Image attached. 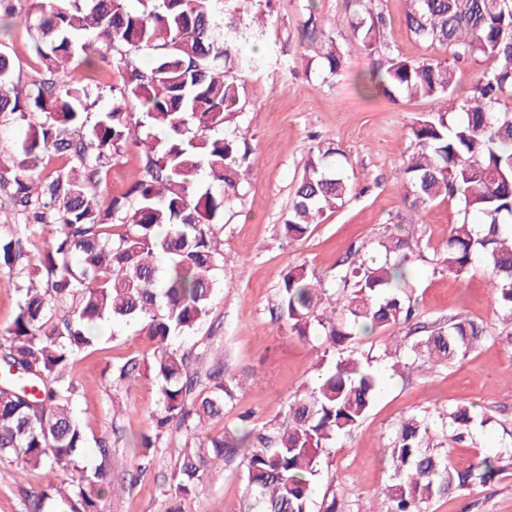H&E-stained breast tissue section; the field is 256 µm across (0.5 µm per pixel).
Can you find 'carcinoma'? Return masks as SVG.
I'll use <instances>...</instances> for the list:
<instances>
[{"label":"carcinoma","mask_w":512,"mask_h":512,"mask_svg":"<svg viewBox=\"0 0 512 512\" xmlns=\"http://www.w3.org/2000/svg\"><path fill=\"white\" fill-rule=\"evenodd\" d=\"M28 2L23 21L36 32L40 79L20 87L13 59L0 48V133L25 128L19 154L7 165L0 154V195L22 217L17 223L0 216V279L18 297L14 318L0 325V368L17 366L26 376L22 383L0 381V459L43 471L40 491H22L34 498V512L46 502L63 512H104L117 454L110 438L101 437L97 464L79 465L88 437L73 410L78 385L69 367L99 343L101 324L112 326L114 337L135 327L152 349L113 369V384L151 378L161 401L152 431L141 435L137 477L150 470L154 448L175 446L168 496L177 501L196 491L213 461L241 456L246 512H311L323 457L366 420L382 385L371 360L352 351L355 341L416 316L407 290L421 258L417 245L390 231L378 241L380 257L351 252L333 292L306 264L291 267L277 319L302 339L322 341L313 376L288 399L283 420L204 434L234 396L219 360L206 372L208 387L196 390L195 367L212 349L194 334L219 288L225 215L253 168L235 127L246 105L235 71L259 64L243 60L241 48L262 36L250 16L264 15L271 0ZM354 2L348 25L358 47L390 56L385 71L371 72L367 90L444 104L409 127L410 154L401 169L410 209L460 203L446 248L427 262L459 279L484 265L512 319V0H406L409 31L447 49L449 61L392 57L377 0ZM303 33L319 40L321 73L339 75L349 44L312 10ZM479 59L495 67L477 74L467 95L456 96L452 62ZM101 65L117 76L106 110L98 109L99 87L89 76ZM133 100L145 108L137 119L127 112ZM132 146L144 155L143 174L122 196L102 195L112 163ZM338 156L330 145L310 150L283 224L288 239H303L352 193ZM485 336L482 327L455 316L403 346L382 341L379 359L395 369L404 350L446 366ZM442 419L458 441L475 423L470 409L459 406ZM387 451L388 512H426L433 499L493 475L488 457L457 468L435 442L429 416L419 412L399 420ZM327 492L323 512H346L333 476Z\"/></svg>","instance_id":"obj_1"}]
</instances>
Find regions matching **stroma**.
<instances>
[{"mask_svg":"<svg viewBox=\"0 0 512 512\" xmlns=\"http://www.w3.org/2000/svg\"><path fill=\"white\" fill-rule=\"evenodd\" d=\"M316 3L325 26L350 38L346 0H272L258 43L265 63L238 70L247 100L239 131L256 159L244 184L236 214L220 239L229 260L218 273L220 287L209 318L197 337L224 351V379L235 382L234 401L223 418L209 423L212 435L238 425L240 414L253 424L278 418L290 396L313 371L319 343L290 333L275 320L279 288L289 268L307 263L310 272L334 284L336 269L349 251L372 255L377 240L402 226L420 246L411 296L419 324L432 326L461 316L485 328L487 339L468 356L447 367L427 369L419 361L398 369L383 368L384 387L367 419L352 439L337 442L329 470L342 482L349 512H387L383 488L391 474L384 437L404 415L424 411L430 418L451 406L474 408L480 417L466 441L452 429L439 433L457 466L499 454L512 443V320L506 319L488 285V273L476 267L463 279L432 270L427 259L443 250L458 206L444 201L412 212L403 202L400 170L409 146V125L435 111L436 101L402 97L390 100L366 95L357 75L384 56L351 49L342 75L327 78L305 71L302 55L315 48L301 39L308 3ZM388 26L393 56L405 60L443 57V49L415 38L404 18L406 0H379ZM341 149L356 176L358 192L327 213L304 239L292 241L281 232L295 186L312 143ZM149 341L133 332L103 338L93 352L78 356L70 375L79 386L74 409L89 436H109L119 456L134 462L133 438L148 429L159 409L156 383L138 377L113 387L114 365L149 352ZM150 472L137 484L104 499L105 512H165V492L172 481L174 459L168 449L154 451ZM39 471L0 461V512H30L23 489L39 490ZM183 512H245L241 463L218 466L195 495L182 501ZM427 512H512V465L486 484L435 499Z\"/></svg>","mask_w":512,"mask_h":512,"instance_id":"stroma-1","label":"stroma"}]
</instances>
